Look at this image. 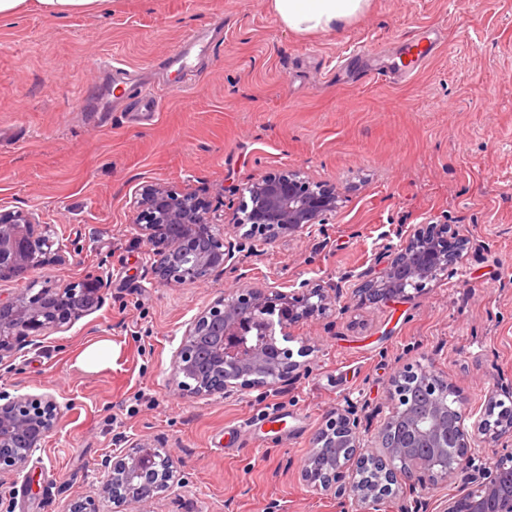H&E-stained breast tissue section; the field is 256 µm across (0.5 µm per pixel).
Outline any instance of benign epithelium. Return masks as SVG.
I'll list each match as a JSON object with an SVG mask.
<instances>
[{"mask_svg": "<svg viewBox=\"0 0 512 512\" xmlns=\"http://www.w3.org/2000/svg\"><path fill=\"white\" fill-rule=\"evenodd\" d=\"M336 189L311 181L297 170L265 175L241 188V203L230 220L199 201L195 194L165 186H151L132 202L133 223L149 242L153 266L166 283L196 284L213 273L236 266L243 241L262 237L265 244L281 237L310 233L336 213ZM35 213L0 212V272L26 275L42 263L43 250L35 246ZM241 235L231 236V233ZM214 242L209 253L193 250L192 241ZM453 258L439 241L417 231L400 240L396 256L365 287L356 291L360 302L409 300L426 290V284L448 269ZM343 288L309 286L285 291L264 283L241 288L206 306L187 324L173 359L178 386L200 395H230L255 387L288 381L300 367L284 342L293 338L292 326L325 311L341 299ZM65 291L48 288L33 296L24 294L0 300V360L13 353L22 338H35L52 324L70 320L63 307ZM282 340L254 348L247 354L225 343L227 336H242L253 329ZM411 380L422 387L436 386L439 375L429 369L395 376L387 391L388 414L381 417L369 443L359 432L356 409L349 406L327 419L315 438L301 478L311 490L336 499H348L359 512H381L383 495L403 494L423 488L429 481L460 478L457 494L448 498L443 512H512V453L483 463L495 436L482 422L465 426L469 411L456 398L453 420L448 406L435 396L424 417L403 406L401 386ZM60 405L51 395L9 398L0 392V447L12 454L0 457V472L21 473L45 438L53 431ZM350 448L352 464L339 459L316 469L323 449ZM387 456L400 469L383 468L371 478L359 473ZM105 489L112 500L145 512L141 506L175 479L173 460L159 467L155 449L133 443L115 459L105 461Z\"/></svg>", "mask_w": 512, "mask_h": 512, "instance_id": "1", "label": "benign epithelium"}]
</instances>
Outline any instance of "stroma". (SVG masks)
Returning a JSON list of instances; mask_svg holds the SVG:
<instances>
[{"label":"stroma","instance_id":"1","mask_svg":"<svg viewBox=\"0 0 512 512\" xmlns=\"http://www.w3.org/2000/svg\"><path fill=\"white\" fill-rule=\"evenodd\" d=\"M201 47L167 57L185 31ZM438 31L433 57L394 77L412 35ZM102 56L121 69L99 74ZM391 80H363L367 68ZM168 87L152 120L114 96ZM285 168L336 186V215L312 234L257 244L238 269L161 281L131 202L145 187L194 193L219 213L245 183ZM29 210L53 246L0 279V297L99 277L102 301L0 360V391L53 394L58 423L22 474L0 475L11 512H69L104 493L105 459L138 441L169 454L178 484L151 512H355L314 495L300 472L325 421L355 405L376 425L390 380L435 369L476 419L512 384V0H370L328 34L278 24L270 0H111L92 15L30 10L0 18V211ZM447 228L456 262L424 293L391 303L347 297L291 332L295 378L195 395L172 378L186 323L243 284L360 287L401 234ZM112 343V364L78 363ZM279 409L272 424L261 414ZM200 41L201 38L198 31L194 29L187 30L170 56V65L178 67L184 65L187 68L189 65L187 56L194 47L199 45Z\"/></svg>","mask_w":512,"mask_h":512}]
</instances>
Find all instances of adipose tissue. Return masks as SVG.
I'll return each instance as SVG.
<instances>
[{"instance_id":"ef3b65f1","label":"adipose tissue","mask_w":512,"mask_h":512,"mask_svg":"<svg viewBox=\"0 0 512 512\" xmlns=\"http://www.w3.org/2000/svg\"><path fill=\"white\" fill-rule=\"evenodd\" d=\"M110 0H0V18L27 11L37 4L44 12L55 15L96 14ZM369 0H271L277 22L288 30L310 35L331 33L364 13Z\"/></svg>"}]
</instances>
